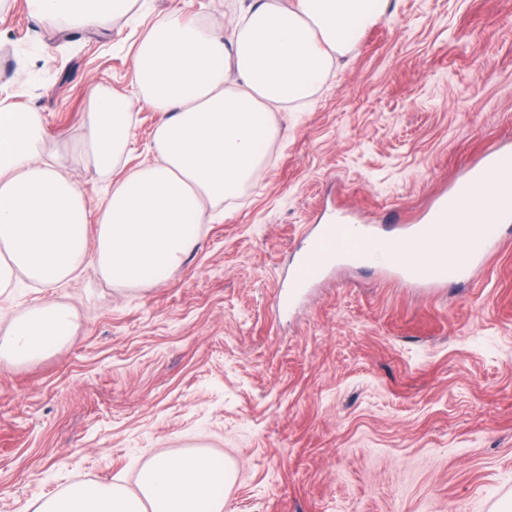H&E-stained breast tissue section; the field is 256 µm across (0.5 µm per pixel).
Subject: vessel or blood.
Masks as SVG:
<instances>
[{"label": "vessel or blood", "mask_w": 512, "mask_h": 512, "mask_svg": "<svg viewBox=\"0 0 512 512\" xmlns=\"http://www.w3.org/2000/svg\"><path fill=\"white\" fill-rule=\"evenodd\" d=\"M512 180V153L494 150L482 161L468 167L436 196L432 205L416 220L398 225L396 233L379 232L377 225H358V235L339 243L341 228L336 224H315L304 236V244L282 278L275 295L277 311L285 312L326 273L336 267L362 268L371 261L375 248L389 246L396 255L389 264L392 279L410 286L438 288L451 282L469 281L476 268L489 262L506 244L505 231L512 227V198L492 197L474 201L471 189L488 169ZM465 208L478 216L477 228H465L462 249L452 259L434 257L435 246L447 235L449 208Z\"/></svg>", "instance_id": "1"}]
</instances>
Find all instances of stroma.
Wrapping results in <instances>:
<instances>
[{
	"mask_svg": "<svg viewBox=\"0 0 512 512\" xmlns=\"http://www.w3.org/2000/svg\"><path fill=\"white\" fill-rule=\"evenodd\" d=\"M231 0H134L101 27L0 0V98L39 112L97 217L111 188L76 145L88 90L136 98L134 47L174 11L226 31ZM262 178L201 225L166 279L0 294L70 305L38 362L0 360V512L76 482L137 491L158 453L229 461L224 512H500L512 503V243L471 285L410 288L385 264L274 289L308 224L418 214L485 150L512 147V0H391L309 105L274 112Z\"/></svg>",
	"mask_w": 512,
	"mask_h": 512,
	"instance_id": "stroma-1",
	"label": "stroma"
}]
</instances>
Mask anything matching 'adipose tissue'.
Returning a JSON list of instances; mask_svg holds the SVG:
<instances>
[{"mask_svg":"<svg viewBox=\"0 0 512 512\" xmlns=\"http://www.w3.org/2000/svg\"><path fill=\"white\" fill-rule=\"evenodd\" d=\"M131 0H27L39 19L88 27L124 14ZM389 0H244L230 37L178 14L157 19L135 48L140 99L90 88L81 145L112 173L133 138L131 113L159 116L158 159L113 182L97 223L82 189L48 153L39 113L0 100V293L16 276L47 289L94 267L106 280L137 285L177 268L211 208L262 175L277 129L274 109L304 105L336 57L383 18ZM74 310L44 301L21 316L0 311V359L31 364L65 344ZM231 466L204 452L155 456L137 492L79 482L36 512H224L220 488Z\"/></svg>","mask_w":512,"mask_h":512,"instance_id":"1","label":"adipose tissue"}]
</instances>
